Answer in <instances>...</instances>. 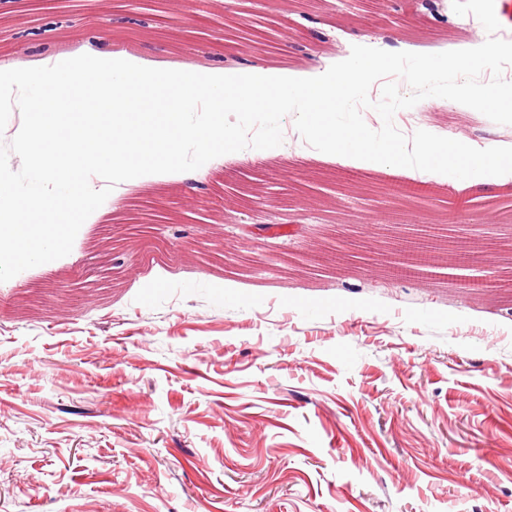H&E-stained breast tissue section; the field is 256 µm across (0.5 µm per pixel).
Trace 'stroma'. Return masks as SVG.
<instances>
[{"label":"stroma","instance_id":"stroma-1","mask_svg":"<svg viewBox=\"0 0 512 512\" xmlns=\"http://www.w3.org/2000/svg\"><path fill=\"white\" fill-rule=\"evenodd\" d=\"M235 2L230 13L209 0L210 17L195 18L186 0L132 12L123 0H0V61L26 68L107 34L155 67L305 76L355 44L439 53L488 37L451 0ZM259 11L248 47L227 39ZM394 123L512 147V125L442 98ZM281 127L282 145L211 160L195 184L170 173L117 186L67 256L0 283V512H512V292L459 294L367 260L343 274L246 272L177 249L207 224L249 253L252 212L199 201L258 170L304 181L296 212L312 235L354 224L368 239L452 211L512 219V177L488 198L424 172L437 197L390 214L363 190L410 171L365 167L342 182L353 161L310 147L293 116ZM171 199L176 214L157 223L173 249L139 227L116 283L69 299L46 288L92 266L133 209Z\"/></svg>","mask_w":512,"mask_h":512}]
</instances>
